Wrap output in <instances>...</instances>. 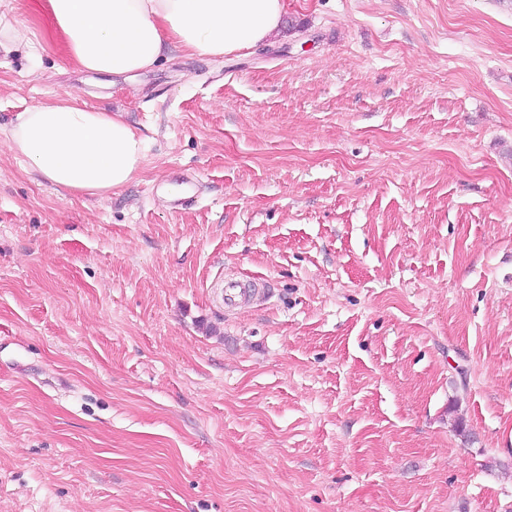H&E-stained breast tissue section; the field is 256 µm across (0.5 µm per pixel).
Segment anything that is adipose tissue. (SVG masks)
Segmentation results:
<instances>
[{
	"label": "adipose tissue",
	"instance_id": "adipose-tissue-1",
	"mask_svg": "<svg viewBox=\"0 0 512 512\" xmlns=\"http://www.w3.org/2000/svg\"><path fill=\"white\" fill-rule=\"evenodd\" d=\"M78 70L132 77L175 46L216 58L282 35L286 0H37ZM0 143L54 187L83 196L120 189L138 174L146 140L118 112L77 93L17 113Z\"/></svg>",
	"mask_w": 512,
	"mask_h": 512
}]
</instances>
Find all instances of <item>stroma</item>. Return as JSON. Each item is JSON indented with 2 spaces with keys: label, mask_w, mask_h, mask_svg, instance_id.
I'll list each match as a JSON object with an SVG mask.
<instances>
[{
  "label": "stroma",
  "mask_w": 512,
  "mask_h": 512,
  "mask_svg": "<svg viewBox=\"0 0 512 512\" xmlns=\"http://www.w3.org/2000/svg\"><path fill=\"white\" fill-rule=\"evenodd\" d=\"M286 4L126 79L12 0L0 126L146 150L95 199L0 152V512H512V0ZM26 23L10 7L8 1L0 2V49L11 50L25 38Z\"/></svg>",
  "instance_id": "1"
}]
</instances>
